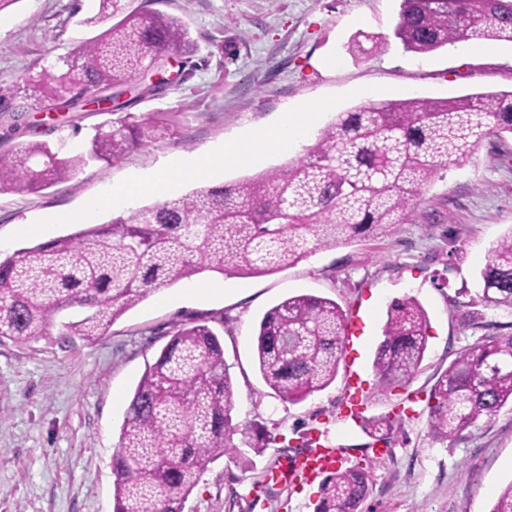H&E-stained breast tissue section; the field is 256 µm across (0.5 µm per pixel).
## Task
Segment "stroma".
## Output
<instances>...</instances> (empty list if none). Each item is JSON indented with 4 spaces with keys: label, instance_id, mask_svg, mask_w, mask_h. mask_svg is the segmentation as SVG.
I'll return each mask as SVG.
<instances>
[{
    "label": "stroma",
    "instance_id": "obj_1",
    "mask_svg": "<svg viewBox=\"0 0 512 512\" xmlns=\"http://www.w3.org/2000/svg\"><path fill=\"white\" fill-rule=\"evenodd\" d=\"M178 18L195 43L175 56L172 83L131 107L166 112L170 134L132 149L110 166L89 163L76 178L38 193L0 194V254L71 234L80 222L48 224L60 211L150 170L173 153L204 155L243 129L274 125L284 113L318 107L303 141L275 153L278 167L303 156L336 114L369 100L446 98L512 89V43H453L427 54L405 51L393 36L401 0H125ZM98 0H10L0 8V151L30 141L86 143L104 114L51 112L33 77L91 40L84 20ZM377 50L354 55L358 32ZM30 110L11 121L8 107ZM46 224L22 235V224ZM512 231V136L491 137L475 154L448 165L422 192L394 233L313 252L269 275L225 278L205 273L162 288L127 311L99 340L42 336L20 345L0 340V512H113L112 455L128 400L174 326L200 323L220 335L234 387L233 420L277 429L282 441L256 451L241 435L210 463L184 512H313L318 483L279 487L266 472L312 430L347 448L348 465L369 464L363 512H491L512 481V407L451 442L429 432L427 398L461 350L512 335V310L475 308L479 272ZM212 285L189 296V284ZM311 294L358 317L335 381L304 402L281 401L261 378L254 340L264 313L285 298ZM415 297L428 313V348L402 387H381L373 369L389 304ZM477 322H470V314ZM358 370L364 415L402 412L403 424L374 457L373 440L345 410L347 380Z\"/></svg>",
    "mask_w": 512,
    "mask_h": 512
}]
</instances>
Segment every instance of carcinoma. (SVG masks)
Wrapping results in <instances>:
<instances>
[{
	"label": "carcinoma",
	"mask_w": 512,
	"mask_h": 512,
	"mask_svg": "<svg viewBox=\"0 0 512 512\" xmlns=\"http://www.w3.org/2000/svg\"><path fill=\"white\" fill-rule=\"evenodd\" d=\"M85 20L103 30L44 72L35 89L53 109L86 110L109 92L144 99L140 74L162 70L171 51L192 41L176 18L120 0H99ZM393 35L403 48L429 53L450 43H512V0H402ZM129 116L96 127L86 146L29 142L0 151V193L40 191L74 178L91 161H120L139 139ZM512 134V91L410 98L337 113L304 157L230 184L144 205L106 224L37 243L0 259V338L26 344L57 329L92 342L157 290L204 272L248 277L277 272L316 250L368 236H389L438 171L475 153L483 140ZM478 303L512 308V232L492 249ZM81 309L78 320L64 313ZM347 316L334 301L289 297L262 317L259 371L285 403L325 390L344 355ZM429 319L412 296L395 299L374 357L384 386L407 384L428 345ZM437 441L463 433L512 405V336L490 337L451 362L430 393ZM234 392L220 337L181 324L131 396L114 456V512H183L209 463L241 435L267 445L259 423L232 424ZM401 413L361 423L374 440L396 432ZM365 469L325 476L314 512H361Z\"/></svg>",
	"instance_id": "carcinoma-1"
}]
</instances>
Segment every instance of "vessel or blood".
Masks as SVG:
<instances>
[{"instance_id":"obj_1","label":"vessel or blood","mask_w":512,"mask_h":512,"mask_svg":"<svg viewBox=\"0 0 512 512\" xmlns=\"http://www.w3.org/2000/svg\"><path fill=\"white\" fill-rule=\"evenodd\" d=\"M350 407L349 417H358L364 410L367 398L359 374H351L348 384ZM308 449L277 462L267 474V479L281 486L309 482L325 474L336 471L346 461L345 449L336 447L332 442H321L312 437Z\"/></svg>"}]
</instances>
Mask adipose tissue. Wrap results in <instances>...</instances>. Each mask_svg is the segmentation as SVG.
Wrapping results in <instances>:
<instances>
[{
    "label": "adipose tissue",
    "mask_w": 512,
    "mask_h": 512,
    "mask_svg": "<svg viewBox=\"0 0 512 512\" xmlns=\"http://www.w3.org/2000/svg\"><path fill=\"white\" fill-rule=\"evenodd\" d=\"M313 118L310 112H292L284 116L272 130L244 132L233 142L216 148L209 155H171L160 170L131 172L123 184L113 187L110 195L87 200L79 215L91 218L106 205L123 208L138 196L172 188L180 180L212 177L219 167L227 164H264L272 152L288 148L295 141L305 138Z\"/></svg>",
    "instance_id": "ef3b65f1"
}]
</instances>
